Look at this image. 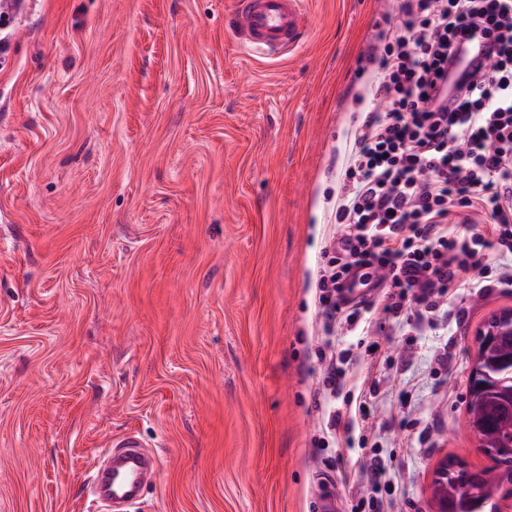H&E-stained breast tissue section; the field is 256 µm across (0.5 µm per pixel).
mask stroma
I'll use <instances>...</instances> for the list:
<instances>
[{
    "instance_id": "1",
    "label": "stroma",
    "mask_w": 512,
    "mask_h": 512,
    "mask_svg": "<svg viewBox=\"0 0 512 512\" xmlns=\"http://www.w3.org/2000/svg\"><path fill=\"white\" fill-rule=\"evenodd\" d=\"M397 0H306L298 45L246 52L234 0H26L0 55V512H99L135 434L159 477L126 512H432L466 422L474 333L512 288L327 333L317 282ZM331 345L354 377L323 391ZM364 406L329 431V412ZM461 469L462 467L459 464L452 460L448 461V458L440 460L435 466L430 482V496L435 509L434 511H447V500L445 499L441 502L437 497H434L433 494L440 484H445L448 475H457Z\"/></svg>"
}]
</instances>
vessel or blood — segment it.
Segmentation results:
<instances>
[{"mask_svg": "<svg viewBox=\"0 0 512 512\" xmlns=\"http://www.w3.org/2000/svg\"><path fill=\"white\" fill-rule=\"evenodd\" d=\"M303 0H237L234 19L247 49L272 57L293 48L303 27ZM110 473H98L99 499L134 502L144 483L156 480L158 461L135 435L113 441L107 451Z\"/></svg>", "mask_w": 512, "mask_h": 512, "instance_id": "obj_1", "label": "vessel or blood"}]
</instances>
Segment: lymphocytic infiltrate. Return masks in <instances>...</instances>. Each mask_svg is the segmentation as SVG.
Returning a JSON list of instances; mask_svg holds the SVG:
<instances>
[{
	"label": "lymphocytic infiltrate",
	"instance_id": "lymphocytic-infiltrate-1",
	"mask_svg": "<svg viewBox=\"0 0 512 512\" xmlns=\"http://www.w3.org/2000/svg\"><path fill=\"white\" fill-rule=\"evenodd\" d=\"M399 32L374 66L370 108L336 201L318 300L356 328L383 289L384 311L437 309L449 289L512 287V267L476 278L483 252L512 253V0H402ZM482 214L459 231L453 218Z\"/></svg>",
	"mask_w": 512,
	"mask_h": 512
}]
</instances>
